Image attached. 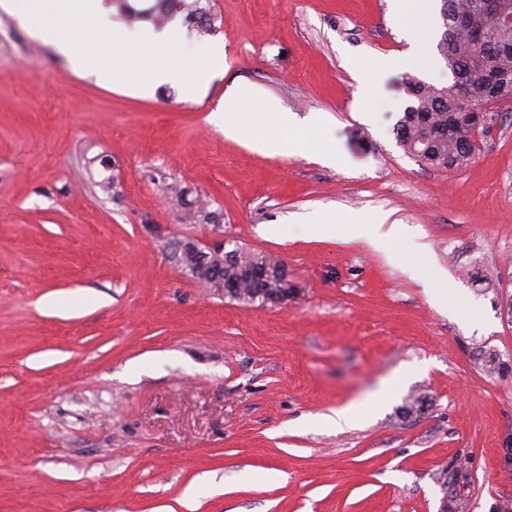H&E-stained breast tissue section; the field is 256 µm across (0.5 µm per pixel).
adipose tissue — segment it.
<instances>
[{"label": "adipose tissue", "mask_w": 512, "mask_h": 512, "mask_svg": "<svg viewBox=\"0 0 512 512\" xmlns=\"http://www.w3.org/2000/svg\"><path fill=\"white\" fill-rule=\"evenodd\" d=\"M9 7L15 16L31 25L34 34L51 38L55 49L74 70L93 73L101 84L124 88L169 84L177 87L183 98L192 100L198 95V86L186 76L189 62L171 58L168 52L171 29L147 28L133 34L123 24H113L112 42L125 45L126 51L113 55L107 65L98 66L86 49L80 24L86 19L99 22L110 14L105 0H9ZM254 105L269 114L275 127L273 134L256 135L239 123L241 111ZM211 121L223 127L225 134L244 139L256 150L277 149L285 153L315 149L321 128L316 120L308 137L291 136L294 123L289 113L246 87L226 94L223 103L212 112Z\"/></svg>", "instance_id": "obj_1"}]
</instances>
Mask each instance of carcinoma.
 <instances>
[{"mask_svg":"<svg viewBox=\"0 0 512 512\" xmlns=\"http://www.w3.org/2000/svg\"><path fill=\"white\" fill-rule=\"evenodd\" d=\"M202 0H154L142 16L155 23L184 15L185 23L201 33L214 29V17ZM478 0H442L441 16L448 32L438 44L453 78L469 87L470 104H457L443 89L405 78V91H414L395 127L396 140L404 151L417 149L423 163L436 168H459L469 163L478 150L477 138L487 135L495 113L489 106L501 101L494 95L492 77L498 73L512 78V23H494L477 8ZM459 12L470 15L474 26L483 31L494 52L475 46L451 31L453 16ZM224 261V281L243 295L244 302H263L260 285L252 275L254 253L233 249Z\"/></svg>","mask_w":512,"mask_h":512,"instance_id":"cac0c4a2","label":"carcinoma"}]
</instances>
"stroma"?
<instances>
[{"label": "stroma", "instance_id": "1", "mask_svg": "<svg viewBox=\"0 0 512 512\" xmlns=\"http://www.w3.org/2000/svg\"><path fill=\"white\" fill-rule=\"evenodd\" d=\"M175 17L200 98L74 71L0 7V512H498L512 499V99L466 166L407 154L405 77H453L392 0H210ZM427 55L405 69L419 35ZM224 47V66L199 59ZM254 87L317 154L208 117ZM318 213L345 223L314 236ZM403 235L370 249L366 218ZM284 260L288 304L224 297L183 244ZM448 275L454 309L427 293ZM366 407L342 428L319 415Z\"/></svg>", "mask_w": 512, "mask_h": 512}]
</instances>
